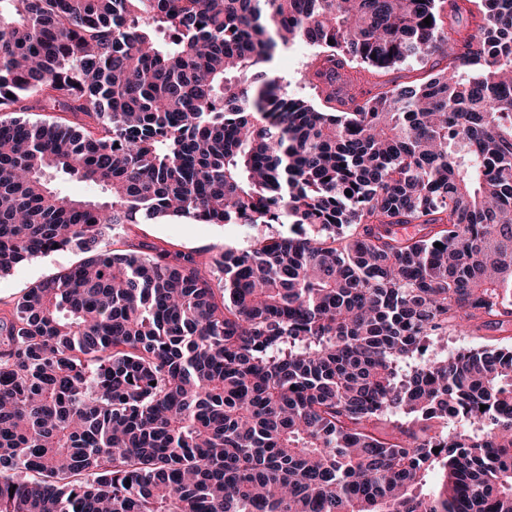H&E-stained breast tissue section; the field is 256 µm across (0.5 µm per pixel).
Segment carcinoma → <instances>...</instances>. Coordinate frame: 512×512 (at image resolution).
Wrapping results in <instances>:
<instances>
[{"label": "carcinoma", "mask_w": 512, "mask_h": 512, "mask_svg": "<svg viewBox=\"0 0 512 512\" xmlns=\"http://www.w3.org/2000/svg\"><path fill=\"white\" fill-rule=\"evenodd\" d=\"M50 106L0 276L85 258L0 317V512H512V347L443 346L512 324V0H0V107ZM175 219L289 230L108 248ZM313 52L314 50L309 46L296 45L280 53L272 75L282 77L284 83H288V92L310 97V91L304 87L301 81V74ZM54 185L76 198H92L100 195V189L96 186L78 182L64 175L56 176Z\"/></svg>", "instance_id": "1"}]
</instances>
